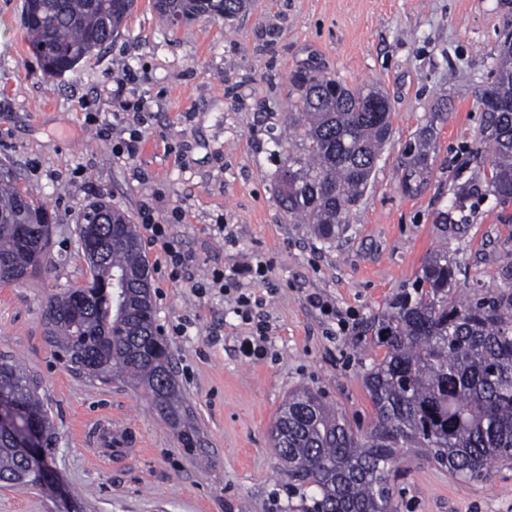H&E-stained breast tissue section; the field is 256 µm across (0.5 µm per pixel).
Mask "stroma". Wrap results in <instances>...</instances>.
Instances as JSON below:
<instances>
[{"instance_id": "1", "label": "stroma", "mask_w": 512, "mask_h": 512, "mask_svg": "<svg viewBox=\"0 0 512 512\" xmlns=\"http://www.w3.org/2000/svg\"><path fill=\"white\" fill-rule=\"evenodd\" d=\"M22 2L0 0V164L17 169L54 224L49 268L26 285H0V353L40 381L63 490L2 484L0 512H301L270 438L288 394L311 388L366 431L375 411L363 376L385 355L369 325L424 258L447 245L461 266L460 295L505 285L512 201L484 190L491 157L480 145L476 95L512 4L251 0L235 18L172 27L152 0H137L120 36L76 72L52 77L30 49ZM310 69L377 85L391 104L392 138L333 245L289 220L277 199L279 170L298 142L290 79ZM443 99L452 110L434 134L431 180L405 193L406 153ZM134 134L141 143L130 155L124 144ZM471 183L477 196L453 206L454 192ZM100 196L134 224L164 225L191 259L175 280L160 245H142L203 454L182 447L143 392L70 372L44 334L45 297L88 278L78 219ZM441 211L455 226L446 237ZM256 262L267 265L268 282L212 287L214 276ZM242 294L259 301L247 322L236 313ZM262 331L266 356L246 355L243 339ZM107 413L138 436L141 453L96 463L79 426ZM493 472L464 485L405 454L393 484L397 512H512V466Z\"/></svg>"}]
</instances>
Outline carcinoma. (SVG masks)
Instances as JSON below:
<instances>
[{
    "label": "carcinoma",
    "mask_w": 512,
    "mask_h": 512,
    "mask_svg": "<svg viewBox=\"0 0 512 512\" xmlns=\"http://www.w3.org/2000/svg\"><path fill=\"white\" fill-rule=\"evenodd\" d=\"M136 0H23L30 49L56 77L77 69L121 31ZM250 0H153L168 24L231 18ZM292 124L297 149L278 174V201L291 220L308 224L333 244L347 214L376 169L393 128L374 111L386 99L375 86L350 87L318 72L293 78ZM481 143L492 153L487 190L512 200V45L498 42L491 78L478 90ZM447 109L429 113L404 163L406 192L431 179L429 145ZM103 215L105 258L88 260L91 279L46 297L47 336L65 354L70 371L90 381L114 379L141 389L186 448L200 444L186 414L168 345L154 332L150 269L136 227L121 210L98 199L79 223ZM47 208L0 173V285L26 284L42 269L50 248ZM460 266L448 249L425 259L413 285L373 320L384 358L365 375L375 410L372 427L356 433L338 411L309 388L288 395L273 428V448L288 478L310 498L306 512H394L391 485L396 456L409 450L448 468L460 482L486 481L497 464H512V287L463 300L456 294ZM6 394L46 441L51 429L39 383L11 355H0V394ZM30 465L15 438L0 432V481L19 488L55 489L50 451Z\"/></svg>",
    "instance_id": "obj_1"
}]
</instances>
